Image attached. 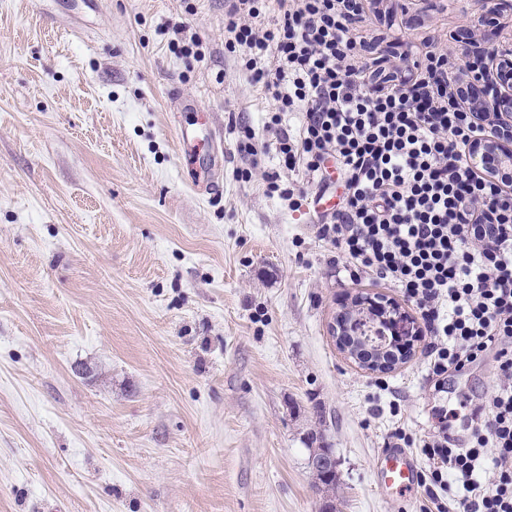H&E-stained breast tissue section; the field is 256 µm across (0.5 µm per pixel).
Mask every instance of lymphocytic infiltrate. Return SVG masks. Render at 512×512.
<instances>
[{
	"label": "lymphocytic infiltrate",
	"instance_id": "lymphocytic-infiltrate-1",
	"mask_svg": "<svg viewBox=\"0 0 512 512\" xmlns=\"http://www.w3.org/2000/svg\"><path fill=\"white\" fill-rule=\"evenodd\" d=\"M380 2L224 0V50L272 103L264 127L282 169H304L322 191L338 177L319 237L351 277L376 276L417 304L430 373L495 353L500 384L465 441L392 432L426 458L422 512H512V170L469 165L489 131L449 94L446 55L390 70L361 60L356 24ZM290 112L301 115L292 132Z\"/></svg>",
	"mask_w": 512,
	"mask_h": 512
}]
</instances>
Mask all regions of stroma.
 <instances>
[{
  "mask_svg": "<svg viewBox=\"0 0 512 512\" xmlns=\"http://www.w3.org/2000/svg\"><path fill=\"white\" fill-rule=\"evenodd\" d=\"M359 25L399 61L474 30L488 0H383ZM187 26L204 58L163 28ZM268 101L224 52V0H0V512H420L376 462L397 424L417 435L496 387L492 358L434 388L415 304L351 279L319 215L265 192L264 173L315 192L259 153L236 172L241 126ZM224 134L221 190L201 114ZM200 145L183 159L178 129ZM356 296L418 331L398 368L348 361L333 335ZM316 435L333 488L307 467ZM186 28L175 27L174 38L170 40V46L172 49L182 56H193L194 58L201 59L204 57L202 52V45L194 36L189 38L178 37V34L184 33Z\"/></svg>",
  "mask_w": 512,
  "mask_h": 512,
  "instance_id": "obj_1",
  "label": "stroma"
}]
</instances>
